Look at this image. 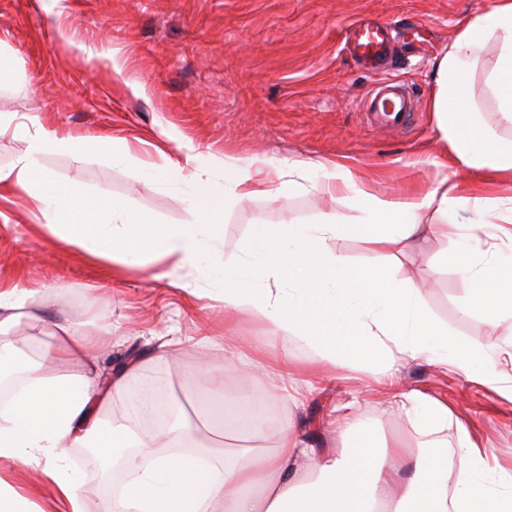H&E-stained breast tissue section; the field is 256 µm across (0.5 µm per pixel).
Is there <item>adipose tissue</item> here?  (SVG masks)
<instances>
[{
    "mask_svg": "<svg viewBox=\"0 0 512 512\" xmlns=\"http://www.w3.org/2000/svg\"><path fill=\"white\" fill-rule=\"evenodd\" d=\"M492 38L498 56L486 85L498 112L512 124V0H497L490 14L461 29L434 66L432 110L449 150L438 164L510 179L512 141L497 139L469 105L470 66ZM18 134L26 147L10 167H0V185L23 191L67 245L126 268L146 256L175 270L216 248L225 208L257 193L260 185L255 174L242 172L230 189L199 190L192 199L196 223L152 224L108 191L59 181L41 164L52 151L134 161L126 143L51 133L37 122L19 124ZM453 191L442 179L414 201L362 193L367 217L360 224H345L333 212L319 224L255 225L241 247L251 261L249 271L215 264L209 274L224 284L225 308L265 317L328 363L368 369L377 359L388 365L400 358L424 360L487 383L493 361L488 348L451 336L430 317L419 288L383 267L385 258L411 252L428 235L447 233V225L423 223L421 214L446 215L457 201ZM486 224L479 219L457 234L453 262L473 285L468 309L480 311L491 326L512 329V259H484ZM345 231L368 245L371 262L353 265L327 254L324 240ZM30 296L26 289L0 290V377L21 378L18 389L0 402V460L41 469L54 489L53 512H83L86 491L67 475L72 448L120 460L128 475L120 493L103 500L101 512H512V474L502 470L496 481H488V451L467 436L452 458L398 440L379 443L358 421L347 428L340 454L320 456L286 415L273 428L252 433L258 443L273 438L272 450L213 448L201 437L199 420H219L233 433L252 411L248 396L228 400L218 394L225 377L238 370L231 357L211 371L209 387L189 393L195 419L182 417L158 430L102 425L97 412L130 399L143 358L109 373L92 366L81 374L52 376L58 363L88 355L106 339L57 323L37 355L28 356L11 331ZM186 442L194 453L176 452V445Z\"/></svg>",
    "mask_w": 512,
    "mask_h": 512,
    "instance_id": "obj_1",
    "label": "adipose tissue"
}]
</instances>
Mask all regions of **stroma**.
Masks as SVG:
<instances>
[{"label":"stroma","instance_id":"1","mask_svg":"<svg viewBox=\"0 0 512 512\" xmlns=\"http://www.w3.org/2000/svg\"><path fill=\"white\" fill-rule=\"evenodd\" d=\"M494 0H0V46L16 60L13 80L0 84V167L25 144L15 132L18 116L38 117L52 132L126 140L138 157L128 164L64 153L42 156L43 167L62 181L107 189L155 223L192 224L190 196L225 183L226 165L254 166L268 193L224 212L217 260L236 266L242 241L256 224H316L330 209L358 224L363 211L355 192L338 204L314 190L322 168L337 163L358 190L410 201L443 178L435 156L443 143L431 110L433 67L461 28L491 11ZM371 17L389 23L392 53L378 70L343 49L344 29ZM497 57L488 41L470 72L471 106L498 138L512 141L485 86ZM121 74H114L113 65ZM385 80L400 81L416 95L414 119L382 127L365 115L364 100ZM201 157L198 168L160 185L144 163L162 165ZM512 196V184L476 180L462 192L454 219L465 224L478 202ZM454 243L428 236L413 252L389 262L397 279L421 288L432 319L476 346L512 344V331L489 326L466 312L471 284L446 257ZM151 264L116 270L62 244L27 196L0 187V286L37 288L36 318L79 323L109 332L112 347L97 358L108 372L134 355L151 357L148 371L174 388L204 385L200 365L226 357L257 361L258 369L227 379L226 396L248 389L268 396L282 357L293 363L300 406L288 412L304 438L318 448L343 445L336 428L344 410L386 440L425 450L457 453L460 430L489 449L491 465L512 466V402L498 388L512 385V361L496 357L494 385H479L450 368L424 360H400L387 373L358 372L321 361L285 338L263 317L225 310L219 282L204 261L177 272L184 287L150 276ZM208 343H201V336ZM448 405L445 428H412L400 409L403 395Z\"/></svg>","mask_w":512,"mask_h":512}]
</instances>
